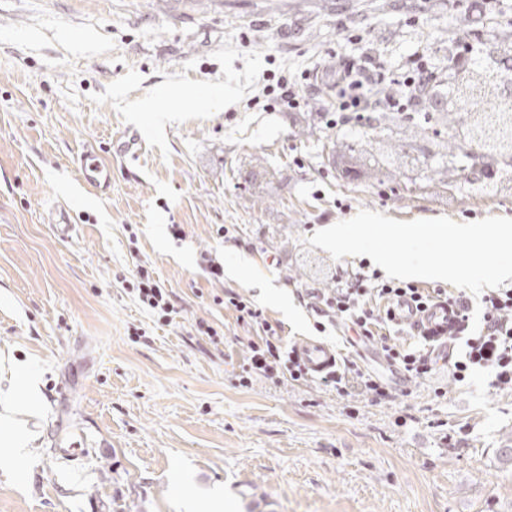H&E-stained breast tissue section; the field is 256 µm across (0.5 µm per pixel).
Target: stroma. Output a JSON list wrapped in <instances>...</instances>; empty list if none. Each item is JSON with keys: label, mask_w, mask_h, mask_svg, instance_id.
I'll return each instance as SVG.
<instances>
[{"label": "stroma", "mask_w": 512, "mask_h": 512, "mask_svg": "<svg viewBox=\"0 0 512 512\" xmlns=\"http://www.w3.org/2000/svg\"><path fill=\"white\" fill-rule=\"evenodd\" d=\"M351 28L390 72L425 51L441 84L469 32L512 81V20L448 0H0V405L20 409L0 419V512H512V392L443 364L406 380L375 346L317 334L301 296L361 264L307 242L361 209L512 217V168L483 190L442 161L466 111L443 109L435 136L328 126L304 74ZM273 73L300 108L251 106ZM87 148L105 193L79 177ZM142 266L176 294L171 322L135 298ZM230 292L287 344L389 377L391 398L240 386L256 332Z\"/></svg>", "instance_id": "obj_1"}]
</instances>
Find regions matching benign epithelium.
Instances as JSON below:
<instances>
[{
	"instance_id": "obj_1",
	"label": "benign epithelium",
	"mask_w": 512,
	"mask_h": 512,
	"mask_svg": "<svg viewBox=\"0 0 512 512\" xmlns=\"http://www.w3.org/2000/svg\"><path fill=\"white\" fill-rule=\"evenodd\" d=\"M511 84L504 79L496 84L490 80L475 84L467 67L448 65V103L469 109L476 121L467 126V136L455 135L459 148L446 164L472 183H491L499 172L512 166V131L507 130L512 121L482 106L485 99L502 96Z\"/></svg>"
}]
</instances>
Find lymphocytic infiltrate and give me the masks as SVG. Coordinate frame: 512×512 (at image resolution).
<instances>
[{"mask_svg":"<svg viewBox=\"0 0 512 512\" xmlns=\"http://www.w3.org/2000/svg\"><path fill=\"white\" fill-rule=\"evenodd\" d=\"M355 50L337 56L317 77L323 94L335 97L332 110L337 123L357 121L370 124L376 113L414 110L420 104L419 88L427 76L422 65L412 73L390 79L376 73L370 47L359 45L357 36H350ZM135 295L138 301L158 320L171 321L177 314V301L172 291L163 288L152 271L139 268ZM311 310L317 317L315 328L325 331L327 324H337L356 333L359 342L376 343L384 359L411 377H423L433 370L429 349L414 350L390 343L388 331L394 325L390 306L405 300L415 309H425L444 302L456 311L459 323L454 335L463 337L465 348L451 366L456 381L463 382L478 371L493 375L494 388L512 389V288H497L484 293L479 302L467 295L449 293L444 288H421L411 282H387L378 273L358 268L348 272L341 287L330 292L306 289ZM239 321L256 327L259 341L248 346L249 356L243 367L241 386H248L252 376L289 380H307L310 370L293 347L287 346L273 325L251 301L228 294ZM481 306L483 322L479 329L471 327V311ZM320 385L344 395L359 387L382 399L390 394L389 386L379 377L356 370L354 366L333 369L318 377Z\"/></svg>","mask_w":512,"mask_h":512,"instance_id":"lymphocytic-infiltrate-1","label":"lymphocytic infiltrate"}]
</instances>
